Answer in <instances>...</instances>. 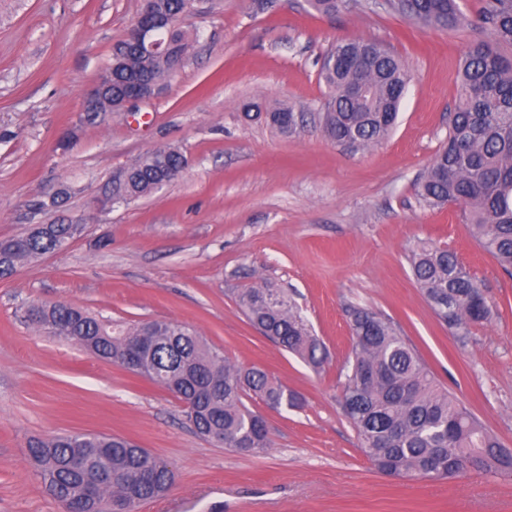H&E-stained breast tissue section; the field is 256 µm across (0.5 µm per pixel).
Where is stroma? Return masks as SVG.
Here are the masks:
<instances>
[{
	"instance_id": "stroma-1",
	"label": "stroma",
	"mask_w": 512,
	"mask_h": 512,
	"mask_svg": "<svg viewBox=\"0 0 512 512\" xmlns=\"http://www.w3.org/2000/svg\"><path fill=\"white\" fill-rule=\"evenodd\" d=\"M143 0H0V239L34 224L86 232L65 251L0 279V512H59L27 456L31 439L119 434L164 458L173 485L139 512H512V476L470 471L396 480L366 458L336 396L351 351L347 311L391 318L454 394L512 448V275L483 252L455 208L417 195L448 131L461 49L474 27L431 30L351 0L328 16L308 0H193V47L151 97L87 123L84 101ZM371 38L410 81L383 145L354 153L318 116L320 59L339 38ZM287 104L299 134L246 119L243 106ZM162 146L187 165L152 194L88 207L112 173ZM58 210L40 208L61 188ZM426 241L448 247L481 283L490 322L459 340L418 290L407 261ZM286 289L326 348L313 370L253 327L240 289ZM70 304L127 325L174 320L240 365L297 393L279 411L255 397L272 440L242 455L195 433L169 391L36 329L33 305Z\"/></svg>"
}]
</instances>
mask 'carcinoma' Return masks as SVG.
I'll return each mask as SVG.
<instances>
[{
    "label": "carcinoma",
    "mask_w": 512,
    "mask_h": 512,
    "mask_svg": "<svg viewBox=\"0 0 512 512\" xmlns=\"http://www.w3.org/2000/svg\"><path fill=\"white\" fill-rule=\"evenodd\" d=\"M192 0H148L143 8L167 21L168 58L142 54L126 38L112 49V99L126 85L145 79L167 83L187 55L189 38L180 27ZM376 7L411 18L427 28L480 27L491 40L464 47L458 72L459 99L448 116L446 144L418 190L430 208L456 206L479 247L512 274V0H483L474 19L459 0H384ZM320 78L329 90L319 123L325 135L353 152L381 145L390 136L409 80L402 62L373 39H338L321 60ZM246 116L262 118L294 135L303 116L290 106L244 105ZM186 160L165 146L146 153L105 187L112 203L125 204L173 181ZM84 231L82 224H34L19 237L0 240V278L22 265L61 252ZM407 259L413 279L436 318L460 340L494 311L478 280L446 249L420 242ZM237 301L250 323L283 350L321 368L325 353L288 295L266 282L243 288ZM34 325L189 403L187 417L201 436L224 438V447L257 455L271 447L263 416L244 397L252 392L270 408L300 407L299 396L262 367L230 364L224 353L186 325L148 320L112 327L72 305H36ZM351 353L336 402L356 432L359 447L385 476L446 479L469 467L491 475H512V449L497 438L433 374L394 324L368 309L348 311ZM37 476L59 507L89 488L88 512H138L159 496L174 476L160 456L114 435L69 432L29 442Z\"/></svg>",
    "instance_id": "cac0c4a2"
}]
</instances>
